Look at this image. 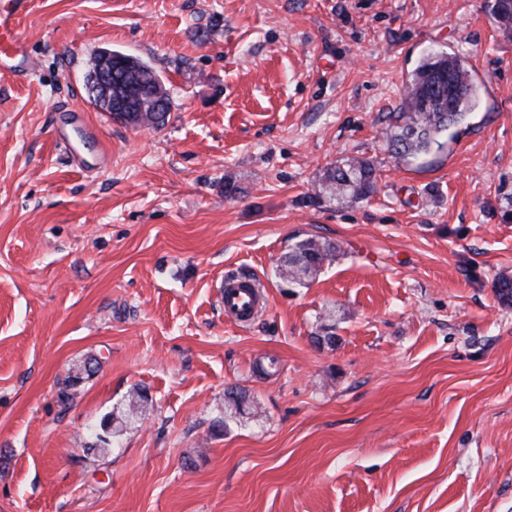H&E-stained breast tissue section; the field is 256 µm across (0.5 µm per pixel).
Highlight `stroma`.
Returning <instances> with one entry per match:
<instances>
[{
    "instance_id": "stroma-1",
    "label": "stroma",
    "mask_w": 512,
    "mask_h": 512,
    "mask_svg": "<svg viewBox=\"0 0 512 512\" xmlns=\"http://www.w3.org/2000/svg\"><path fill=\"white\" fill-rule=\"evenodd\" d=\"M491 5L32 0L34 66L0 70V512H512V37ZM106 49L159 73L163 127L92 106ZM431 51L479 98L401 161L384 116ZM70 108L94 142L60 139ZM346 157L376 194L317 200ZM308 236L341 250L288 284ZM232 273L266 296L245 326ZM231 387L257 415L219 428ZM137 388L144 420L97 454Z\"/></svg>"
}]
</instances>
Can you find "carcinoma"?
Segmentation results:
<instances>
[{"label":"carcinoma","mask_w":512,"mask_h":512,"mask_svg":"<svg viewBox=\"0 0 512 512\" xmlns=\"http://www.w3.org/2000/svg\"><path fill=\"white\" fill-rule=\"evenodd\" d=\"M122 78V91L129 105L124 112L125 124L148 126L165 125L171 100L160 115L154 114L152 102L141 89L146 86L164 87L155 69L139 58L130 66L117 72ZM455 89L454 105L448 107V81ZM477 87L473 83L467 62L445 52L427 54L406 83L403 102L399 111L385 116L389 132L386 133L388 150L400 160L428 155L433 149L443 147L441 139L461 124L475 106ZM375 170L370 162L362 159H343L328 167L321 178L319 197L338 205L366 200L376 192ZM340 246L318 238H306L295 243L284 257L280 272L289 283L304 285L320 272L323 263L339 252ZM148 395L139 390L132 397L124 413H110L99 427L112 435H119L146 413ZM248 395L242 390H230L224 400V421L245 414Z\"/></svg>","instance_id":"1"}]
</instances>
